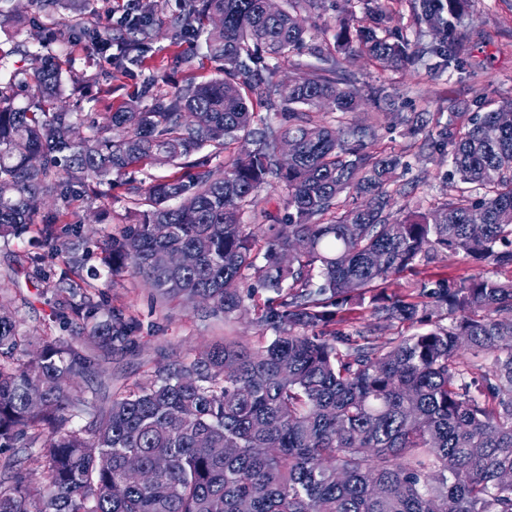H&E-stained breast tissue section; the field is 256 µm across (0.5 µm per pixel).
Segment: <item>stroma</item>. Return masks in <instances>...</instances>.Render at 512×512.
Wrapping results in <instances>:
<instances>
[{"label": "stroma", "mask_w": 512, "mask_h": 512, "mask_svg": "<svg viewBox=\"0 0 512 512\" xmlns=\"http://www.w3.org/2000/svg\"><path fill=\"white\" fill-rule=\"evenodd\" d=\"M12 2L32 20L31 25L20 30L0 29V55L9 68L15 69L24 65L17 45L24 41L36 43L47 29L48 20L46 10L34 0ZM349 15L364 20L360 0H322L320 10L302 12L301 17L306 25L325 29L331 39L340 18ZM468 20L476 32L467 55L458 64L442 68L438 75L423 70L384 71L366 57L339 66L346 85L359 96L360 106L353 113V120H362L367 115L380 118L379 138L372 144V151L398 154L408 163L407 168L398 170L389 187L396 207L415 209L442 203L456 195L457 187L448 176L446 155L423 139L408 137L403 125L391 123L390 113L471 114L512 99V0H471ZM60 62L67 87L63 104L70 111L84 113L113 112L134 97L140 107L151 106L152 100L143 90L147 79L154 76L162 79L161 91L171 94L187 84L203 83L217 75V65L207 57L203 39L175 44L160 30L134 64H106L86 40L62 55ZM172 172L171 166L155 163L133 167L125 174L113 175L111 197L97 199L79 192L65 212L56 213L53 204L48 203L38 216H55L63 241L78 244L87 256V266L93 267L99 263L102 230L109 229L118 235L138 222L130 187L147 186ZM286 196L285 186L278 182L262 189L256 207L268 212L269 217L257 222L251 213H244L243 221L249 230L261 238L272 236L274 220L285 219L287 215ZM477 271L493 280L512 278V269L490 263L479 265L464 255L443 253L420 263L415 270L389 276L380 288L389 294H406L421 280L460 281ZM102 292L108 306L123 310L140 323L135 348L113 351L110 359L101 364L103 377L116 387L137 378L159 355L190 358L204 345L224 337L248 339L255 334L248 314H237L224 323L205 317L201 305L182 299L161 304L142 278L126 272L114 275ZM9 296L22 329L31 336H41L49 329L68 338L75 337V328L63 329L51 323L50 306L40 300L25 277H16Z\"/></svg>", "instance_id": "1"}]
</instances>
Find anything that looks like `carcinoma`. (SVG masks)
Masks as SVG:
<instances>
[{
	"instance_id": "1",
	"label": "carcinoma",
	"mask_w": 512,
	"mask_h": 512,
	"mask_svg": "<svg viewBox=\"0 0 512 512\" xmlns=\"http://www.w3.org/2000/svg\"><path fill=\"white\" fill-rule=\"evenodd\" d=\"M4 2L0 28L25 25ZM55 2L73 19L51 23L49 43L18 46L28 67L0 75V239L31 233L45 196L63 209L79 189L103 198L112 174L161 161L175 172L135 188L140 224L104 234L101 270L131 269L162 302L200 297L217 320L250 300L257 336H226L112 389L102 355L133 348L138 323L89 290L97 271L82 277L84 255L60 242L58 225H40L7 280H34L52 318L83 338L47 333L32 356L31 336L0 307V449L24 452L0 461V512H512L502 480L512 473V279L374 292L439 253L512 267V101L464 126L401 117L411 134L449 146L452 177L480 193L395 215L401 158L367 151L376 117L344 120L359 102L340 73L273 79L270 59L330 53L299 16L317 0H285L274 14L264 0H183L160 26L175 43L206 35L222 77L99 119L57 106L51 47L63 52L91 28L88 0ZM394 2L365 0L373 25L343 26L336 53L396 71L467 53L469 0H409L413 24L442 33L431 49L389 26ZM153 22L143 14L117 39V63L139 60ZM262 110L288 124L254 127ZM334 113L337 130L324 119ZM78 126L87 134L77 139ZM285 139L297 145L286 167ZM248 141L255 148L215 176L209 158ZM273 179L288 190V223L264 240L242 214ZM351 191L363 201L341 200ZM174 253L192 260L174 268ZM55 255L58 271L47 265ZM357 308L412 332L379 346L352 326Z\"/></svg>"
}]
</instances>
